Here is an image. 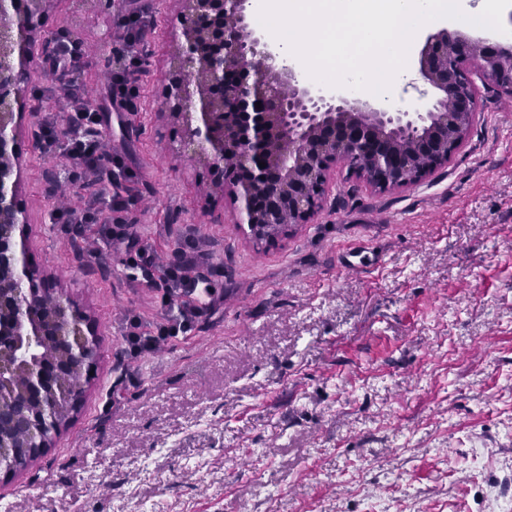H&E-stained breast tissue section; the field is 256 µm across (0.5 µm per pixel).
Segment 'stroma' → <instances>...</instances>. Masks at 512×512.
<instances>
[{"mask_svg": "<svg viewBox=\"0 0 512 512\" xmlns=\"http://www.w3.org/2000/svg\"><path fill=\"white\" fill-rule=\"evenodd\" d=\"M180 0H52L31 111L66 135L72 82L125 178L88 200L62 149L23 133L18 201L33 261L89 313L99 359L75 420L0 512H506L512 507V97L477 78L462 146L420 183L380 192L337 167L322 210L255 241L208 164L179 155L163 109ZM86 56L44 79L57 40ZM409 82L393 111L424 112ZM140 238L157 265L147 286ZM207 255L192 328L131 356L132 324L174 315L165 270Z\"/></svg>", "mask_w": 512, "mask_h": 512, "instance_id": "stroma-1", "label": "stroma"}]
</instances>
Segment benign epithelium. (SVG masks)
I'll return each instance as SVG.
<instances>
[{"instance_id": "obj_1", "label": "benign epithelium", "mask_w": 512, "mask_h": 512, "mask_svg": "<svg viewBox=\"0 0 512 512\" xmlns=\"http://www.w3.org/2000/svg\"><path fill=\"white\" fill-rule=\"evenodd\" d=\"M51 0H28L18 15L0 8V475L24 470L81 408L84 386L59 362L85 373L99 340L87 312L30 259L27 212L17 204L24 163L20 132L33 63L45 38L37 20ZM175 73L164 109L186 127L184 147L203 159L239 203L258 241H272L319 211L342 163L372 188L411 186L448 163L477 112L467 63L512 95V47L441 30L420 53V73L437 91L424 113L360 107L301 84L268 39L248 30L250 0H181ZM261 103L256 108L255 103ZM265 166H259V163ZM19 424L27 443L5 428Z\"/></svg>"}]
</instances>
